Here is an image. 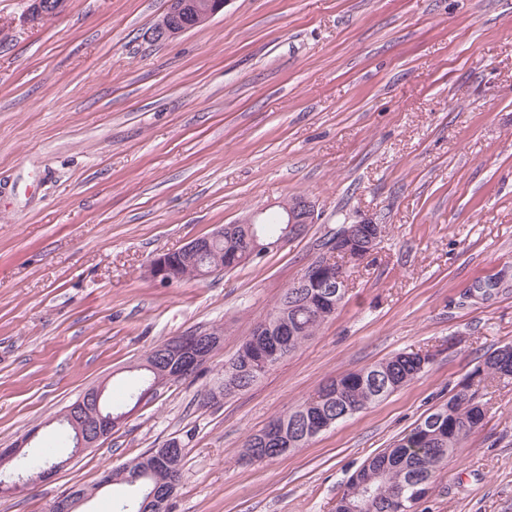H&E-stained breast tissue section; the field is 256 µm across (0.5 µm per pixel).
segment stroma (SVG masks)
<instances>
[{"label":"stroma","instance_id":"1","mask_svg":"<svg viewBox=\"0 0 512 512\" xmlns=\"http://www.w3.org/2000/svg\"><path fill=\"white\" fill-rule=\"evenodd\" d=\"M0 0V448L91 386L129 417L8 512L178 438L170 512H334L349 477L512 344V0H224L178 39L167 0ZM307 233L203 280L160 254L277 202ZM384 234L342 305L251 388L212 400L224 364L345 224ZM486 280L499 286L471 296ZM220 327L208 363L133 405L130 367ZM431 361L305 448L242 461L250 434L330 377L406 350ZM438 471L420 512H512V384ZM176 267H173L169 260V253H164L154 258L148 266V275L151 279L167 284L177 282L175 277Z\"/></svg>","mask_w":512,"mask_h":512}]
</instances>
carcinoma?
I'll use <instances>...</instances> for the list:
<instances>
[{
	"instance_id": "1",
	"label": "carcinoma",
	"mask_w": 512,
	"mask_h": 512,
	"mask_svg": "<svg viewBox=\"0 0 512 512\" xmlns=\"http://www.w3.org/2000/svg\"><path fill=\"white\" fill-rule=\"evenodd\" d=\"M282 229L280 215L263 218V223L256 227L259 243L266 247L276 243ZM243 235L244 229L238 227L233 234L224 236V242L215 245V251L224 253V268L233 269L241 264L239 249ZM334 313L335 309L312 303L305 294H296L295 286L288 287L265 320L266 335L251 334L234 357L224 363V396L249 389L260 376L298 351ZM150 353L158 361L154 362L153 370L145 366L150 361L148 356L137 365V390L157 379L172 364L160 345H155ZM429 362L428 353L411 350L338 376L313 396L272 419L270 424L278 427L275 436L264 431L252 434L245 449H257L260 460L265 461L304 448L318 436L313 425L328 420L333 426L386 399L416 378ZM496 380L512 382L511 345L495 350L465 378L462 389L447 402L436 406L390 447L367 459L346 483L334 512H349L352 505L358 512H397L394 505L398 495L407 500L416 485L430 487L441 465L464 447L469 435L483 422L486 411L481 390ZM69 446L68 430L57 428L44 438L37 452L20 457L10 467L36 474ZM114 472L115 485L135 492L134 497L120 502L119 512L155 509L153 503L146 502V497L149 490L166 479V464L144 452Z\"/></svg>"
}]
</instances>
